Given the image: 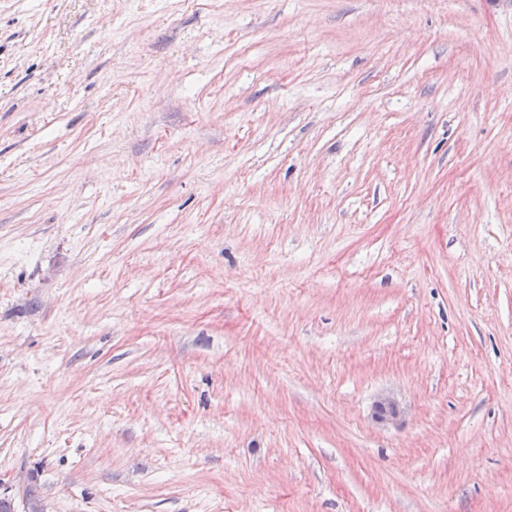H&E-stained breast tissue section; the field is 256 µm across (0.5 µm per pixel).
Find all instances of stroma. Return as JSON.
Returning a JSON list of instances; mask_svg holds the SVG:
<instances>
[{"mask_svg":"<svg viewBox=\"0 0 512 512\" xmlns=\"http://www.w3.org/2000/svg\"><path fill=\"white\" fill-rule=\"evenodd\" d=\"M0 479L512 512V0H0ZM401 416L397 401L390 396H382L374 407V418L379 423H395Z\"/></svg>","mask_w":512,"mask_h":512,"instance_id":"stroma-1","label":"stroma"}]
</instances>
